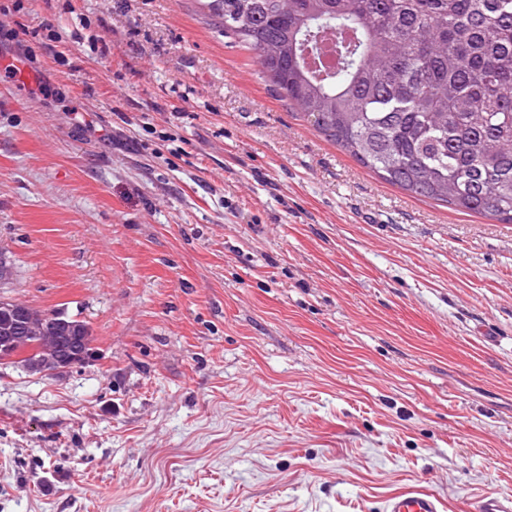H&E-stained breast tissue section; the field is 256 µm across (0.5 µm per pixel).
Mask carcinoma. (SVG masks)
<instances>
[{"mask_svg": "<svg viewBox=\"0 0 512 512\" xmlns=\"http://www.w3.org/2000/svg\"><path fill=\"white\" fill-rule=\"evenodd\" d=\"M224 37L387 183L512 223V0H208ZM51 371L87 323L20 303Z\"/></svg>", "mask_w": 512, "mask_h": 512, "instance_id": "carcinoma-1", "label": "carcinoma"}]
</instances>
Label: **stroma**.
<instances>
[{"label":"stroma","instance_id":"obj_1","mask_svg":"<svg viewBox=\"0 0 512 512\" xmlns=\"http://www.w3.org/2000/svg\"><path fill=\"white\" fill-rule=\"evenodd\" d=\"M0 512H445L512 493V224L295 117L203 0H0ZM20 309L26 311L25 320L32 333L41 339L39 365L28 368L31 371H52L54 364L61 358L76 355L87 336H91L90 329L83 320L69 316L55 318L56 312L40 311L23 302H20ZM57 319H64L65 322H58ZM442 499L429 491L412 490L388 497L383 512H443Z\"/></svg>","mask_w":512,"mask_h":512}]
</instances>
